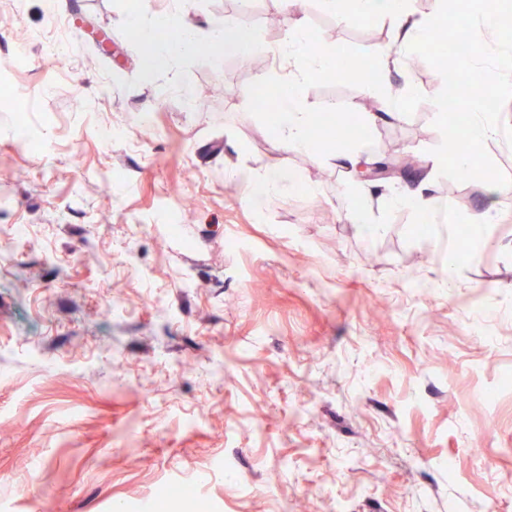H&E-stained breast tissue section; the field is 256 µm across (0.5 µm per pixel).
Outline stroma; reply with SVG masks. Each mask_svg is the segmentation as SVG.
Segmentation results:
<instances>
[{
	"label": "stroma",
	"instance_id": "stroma-1",
	"mask_svg": "<svg viewBox=\"0 0 512 512\" xmlns=\"http://www.w3.org/2000/svg\"><path fill=\"white\" fill-rule=\"evenodd\" d=\"M284 9L0 0V512H178L156 492L185 484L196 512H512V196L440 176L428 64L391 69L425 99L373 123L360 81L317 76L302 96L350 154L413 157L380 191L434 198L425 228L372 201L364 234L354 173L285 148L275 107L247 104L257 70L210 43L235 14L287 75ZM164 17L197 42L147 77L134 26ZM296 18L341 59L395 42L379 13ZM58 21L68 60L44 49ZM242 171L302 187L258 204Z\"/></svg>",
	"mask_w": 512,
	"mask_h": 512
}]
</instances>
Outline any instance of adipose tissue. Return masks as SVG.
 <instances>
[{
  "label": "adipose tissue",
  "mask_w": 512,
  "mask_h": 512,
  "mask_svg": "<svg viewBox=\"0 0 512 512\" xmlns=\"http://www.w3.org/2000/svg\"><path fill=\"white\" fill-rule=\"evenodd\" d=\"M328 10L338 22L349 23L366 14L383 9L390 21L399 44L423 45L438 29V13L416 16L408 7V0H324ZM309 32L294 21H286L278 54L288 65L286 81L271 83L267 76H260L261 87L274 86L275 100L282 112L279 137L286 147L314 152L310 135L312 113L305 105L301 90L312 75H340L344 69L334 57L313 49Z\"/></svg>",
  "instance_id": "1"
}]
</instances>
